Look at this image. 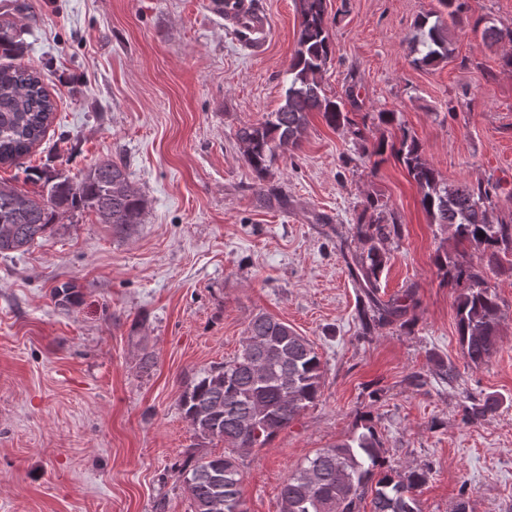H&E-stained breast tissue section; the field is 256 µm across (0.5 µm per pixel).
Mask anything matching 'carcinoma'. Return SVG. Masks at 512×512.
<instances>
[{
	"instance_id": "cac0c4a2",
	"label": "carcinoma",
	"mask_w": 512,
	"mask_h": 512,
	"mask_svg": "<svg viewBox=\"0 0 512 512\" xmlns=\"http://www.w3.org/2000/svg\"><path fill=\"white\" fill-rule=\"evenodd\" d=\"M297 45L288 70L284 104L266 119L238 128L236 138L245 149L247 164L263 179L277 157L298 145L308 114L319 112L328 126H349L364 139L363 127L349 112L350 104L331 100L322 88V76L334 54L325 26L326 0H301ZM422 46L419 67L432 66L452 53L447 26L430 12L415 22ZM24 54L17 25L0 22V163H15L41 142L53 121L55 105L40 74L15 63ZM391 150L406 166L420 191V204L434 224L454 228L456 245H468L500 265L512 256V212L494 216L501 184L490 179L450 185L423 157L419 143L402 130L400 139L383 141L372 154ZM25 180L43 183L47 194L31 196L0 183V253L30 247L51 229L61 213L93 212L101 224L123 234L143 223L146 202L134 190L123 161L110 158L94 164L78 183L45 166L23 170ZM386 204L369 198L355 224L361 250L351 255L352 275L364 288L372 315L370 323H408L406 316L418 306L415 292L385 303L375 298L379 274L386 264L383 241L399 235L396 221L384 216ZM436 264L448 281L465 278L456 302L458 334L467 363H484L499 344L501 309L481 265L462 264L449 255ZM323 371L318 353L308 339L288 323L267 314L251 319L233 359L211 367L182 393L179 403L194 432L204 440L226 444L220 456L202 455L179 469L195 512H232L243 504L237 455L267 445L287 428L320 394ZM423 470L399 471L386 465L373 428L306 458L280 490V512H359L372 495L373 512H421L414 491L425 482Z\"/></svg>"
}]
</instances>
